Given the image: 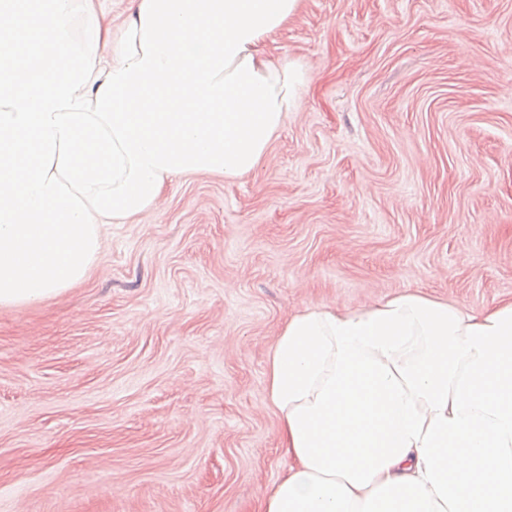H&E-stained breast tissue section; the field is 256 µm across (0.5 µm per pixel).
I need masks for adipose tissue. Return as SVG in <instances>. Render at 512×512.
Here are the masks:
<instances>
[{"label":"adipose tissue","instance_id":"obj_1","mask_svg":"<svg viewBox=\"0 0 512 512\" xmlns=\"http://www.w3.org/2000/svg\"><path fill=\"white\" fill-rule=\"evenodd\" d=\"M0 0V307L82 281L165 179L252 172L304 77L260 42L300 0ZM265 390L286 474L260 512H512V300L305 307ZM101 2L107 18L112 21L113 33H119L122 22L131 13V0H104Z\"/></svg>","mask_w":512,"mask_h":512}]
</instances>
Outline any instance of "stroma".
Segmentation results:
<instances>
[{
  "label": "stroma",
  "mask_w": 512,
  "mask_h": 512,
  "mask_svg": "<svg viewBox=\"0 0 512 512\" xmlns=\"http://www.w3.org/2000/svg\"><path fill=\"white\" fill-rule=\"evenodd\" d=\"M260 48L305 87L258 167L167 179L0 308V512H253L290 313L512 299V0H301Z\"/></svg>",
  "instance_id": "1"
}]
</instances>
